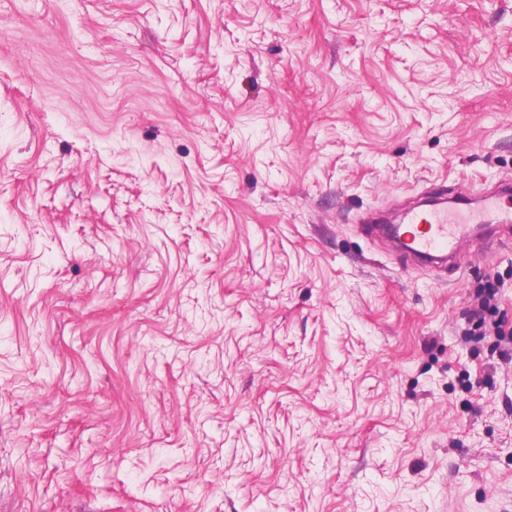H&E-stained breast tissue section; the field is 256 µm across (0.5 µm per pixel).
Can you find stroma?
Instances as JSON below:
<instances>
[{"label":"stroma","instance_id":"1","mask_svg":"<svg viewBox=\"0 0 512 512\" xmlns=\"http://www.w3.org/2000/svg\"><path fill=\"white\" fill-rule=\"evenodd\" d=\"M512 0H0V512H512ZM471 193L482 202V215H492L493 220L483 221L474 213H465L466 203L449 207L446 199L418 205L406 210L403 220L391 230L397 239L398 250L409 260L433 267L459 268L463 250L469 246V224H479L486 232L482 243L512 241V179L499 183L495 188L481 187ZM504 284L488 283L481 288L473 300L469 320L458 330L465 342L493 338L503 362H512V325L508 326L498 303Z\"/></svg>","mask_w":512,"mask_h":512}]
</instances>
